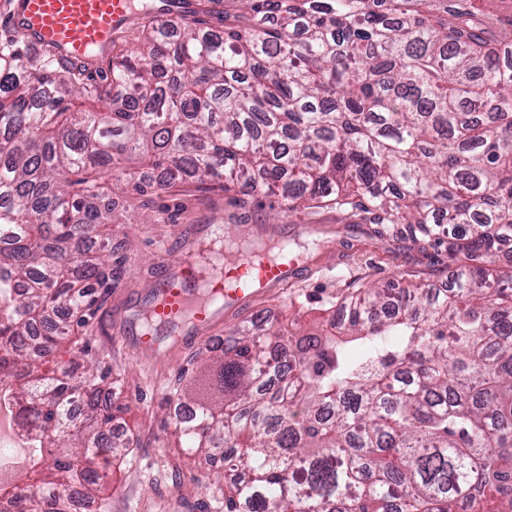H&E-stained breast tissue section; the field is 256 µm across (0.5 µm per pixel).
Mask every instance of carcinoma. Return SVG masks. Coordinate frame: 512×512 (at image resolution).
<instances>
[{"mask_svg":"<svg viewBox=\"0 0 512 512\" xmlns=\"http://www.w3.org/2000/svg\"><path fill=\"white\" fill-rule=\"evenodd\" d=\"M201 0L149 17L88 65L19 32L0 38V377L49 452L10 512L101 500L112 428L93 368L42 365L122 273L102 209L188 179L310 202L448 238V289L368 288L301 337L273 322L206 349L177 394L174 435L209 460L224 512H512V285L492 268L512 241V49L477 14L430 0ZM448 225V231L439 225Z\"/></svg>","mask_w":512,"mask_h":512,"instance_id":"obj_1","label":"carcinoma"}]
</instances>
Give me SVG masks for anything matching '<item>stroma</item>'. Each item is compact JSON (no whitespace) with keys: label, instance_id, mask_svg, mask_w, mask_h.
Listing matches in <instances>:
<instances>
[{"label":"stroma","instance_id":"obj_1","mask_svg":"<svg viewBox=\"0 0 512 512\" xmlns=\"http://www.w3.org/2000/svg\"><path fill=\"white\" fill-rule=\"evenodd\" d=\"M270 198L236 202L219 187L190 183L146 195L117 197L113 208L129 211L132 221L112 227V250L124 260L125 272L112 287L100 288L85 322L75 324L70 340L52 358L82 372L99 366L112 378V412L133 438L131 452L106 466L112 483L109 512H151L156 498L173 499L176 512H224L214 498L212 466L196 464L177 448L168 417L181 368L192 351L178 354L177 368H166L152 356L136 357L134 337L144 324L139 316L150 306L158 280L157 252L169 267H177L188 249L222 240L235 251L244 227H267L270 244L288 241L289 251L307 261L301 280L274 298L224 317L216 333L232 331L258 316L302 321L338 307L348 293L389 282H424L432 289L448 287L456 259L436 242L412 238L403 224H372L365 214L348 208L300 207L270 221ZM307 225V245L289 240L293 225Z\"/></svg>","mask_w":512,"mask_h":512}]
</instances>
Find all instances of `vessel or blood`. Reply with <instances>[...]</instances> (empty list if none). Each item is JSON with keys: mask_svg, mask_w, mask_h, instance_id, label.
<instances>
[{"mask_svg": "<svg viewBox=\"0 0 512 512\" xmlns=\"http://www.w3.org/2000/svg\"><path fill=\"white\" fill-rule=\"evenodd\" d=\"M136 16L133 0H23L18 22L34 42L90 62L107 60L113 37ZM305 265L284 250L275 259L258 252L230 259L219 250L205 264L197 252H187L179 271L159 264L160 297L150 308L152 321L171 330L174 345L193 346L212 329L219 311L249 308L293 284Z\"/></svg>", "mask_w": 512, "mask_h": 512, "instance_id": "obj_1", "label": "vessel or blood"}]
</instances>
